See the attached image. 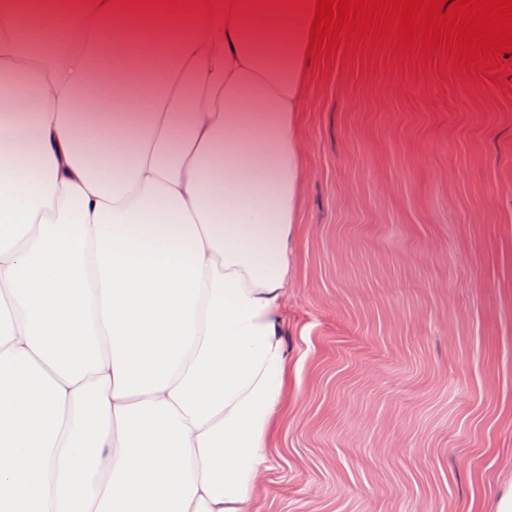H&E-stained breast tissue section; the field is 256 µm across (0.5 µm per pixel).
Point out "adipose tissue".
Instances as JSON below:
<instances>
[{
	"mask_svg": "<svg viewBox=\"0 0 512 512\" xmlns=\"http://www.w3.org/2000/svg\"><path fill=\"white\" fill-rule=\"evenodd\" d=\"M0 512H250L310 29L0 0ZM104 91L93 112L83 92Z\"/></svg>",
	"mask_w": 512,
	"mask_h": 512,
	"instance_id": "1",
	"label": "adipose tissue"
}]
</instances>
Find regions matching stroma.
<instances>
[{
    "label": "stroma",
    "mask_w": 512,
    "mask_h": 512,
    "mask_svg": "<svg viewBox=\"0 0 512 512\" xmlns=\"http://www.w3.org/2000/svg\"><path fill=\"white\" fill-rule=\"evenodd\" d=\"M288 412L251 512L512 497V70H306Z\"/></svg>",
    "instance_id": "obj_1"
}]
</instances>
